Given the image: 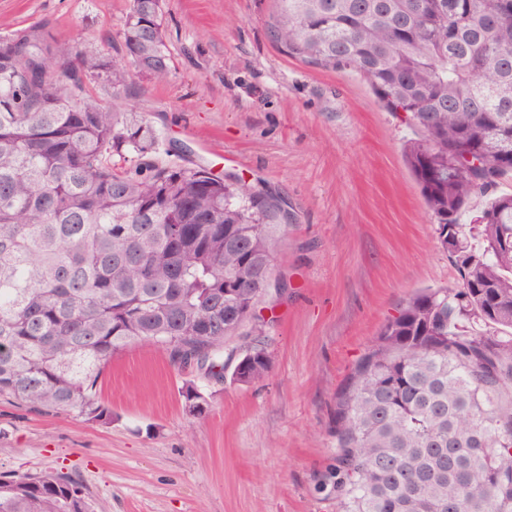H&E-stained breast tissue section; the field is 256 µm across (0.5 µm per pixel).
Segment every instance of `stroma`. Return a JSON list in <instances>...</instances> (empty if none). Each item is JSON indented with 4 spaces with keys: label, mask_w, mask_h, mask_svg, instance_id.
<instances>
[{
    "label": "stroma",
    "mask_w": 512,
    "mask_h": 512,
    "mask_svg": "<svg viewBox=\"0 0 512 512\" xmlns=\"http://www.w3.org/2000/svg\"><path fill=\"white\" fill-rule=\"evenodd\" d=\"M130 0H0V37L35 25L62 47L121 54ZM166 79L131 73L111 109L143 120L161 164L201 167L283 197L279 235L288 293L259 306L255 329L228 337L223 379L171 367L136 344L115 354L96 393L104 426L0 397V474L60 472L88 489L94 512H341L325 486L334 464L337 389L401 303L451 288L458 273L436 241L403 158L416 132L360 75L313 67L272 38L274 0H162ZM264 348L262 379L232 378ZM194 382L207 400L190 415ZM181 396L185 401V409L190 415H202L205 412L206 400L194 382H187L181 388Z\"/></svg>",
    "instance_id": "stroma-1"
}]
</instances>
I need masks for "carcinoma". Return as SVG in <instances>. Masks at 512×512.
I'll return each instance as SVG.
<instances>
[{
	"label": "carcinoma",
	"mask_w": 512,
	"mask_h": 512,
	"mask_svg": "<svg viewBox=\"0 0 512 512\" xmlns=\"http://www.w3.org/2000/svg\"><path fill=\"white\" fill-rule=\"evenodd\" d=\"M274 2L290 56L363 76L420 132L405 160L459 275L407 298L336 393L342 512H512V193L470 234L460 223L512 178V0ZM122 35L124 56L74 65L41 26L0 41V396L101 425L98 379L132 344L224 377L225 338L270 294L284 226L279 195L158 164L155 132L89 93L100 69L116 90L132 67L168 76L161 0H132ZM268 367L253 347L234 377ZM181 396L205 412L194 383ZM0 512L92 506L69 474L25 473L0 476Z\"/></svg>",
	"instance_id": "cac0c4a2"
}]
</instances>
